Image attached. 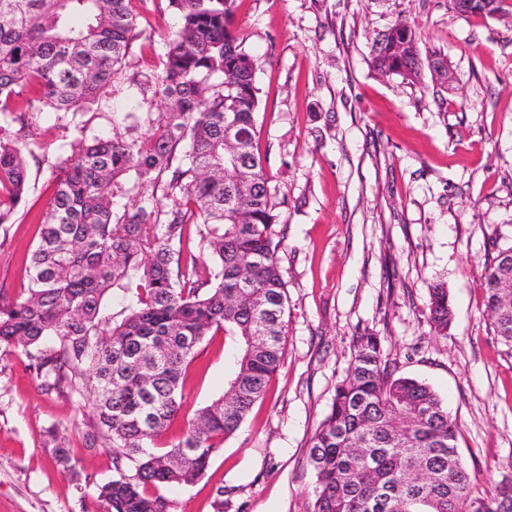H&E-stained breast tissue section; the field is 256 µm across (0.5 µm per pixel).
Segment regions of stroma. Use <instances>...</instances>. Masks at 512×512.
Segmentation results:
<instances>
[{
    "label": "stroma",
    "instance_id": "obj_1",
    "mask_svg": "<svg viewBox=\"0 0 512 512\" xmlns=\"http://www.w3.org/2000/svg\"><path fill=\"white\" fill-rule=\"evenodd\" d=\"M420 49L448 59L450 80L409 84L371 66L374 40L397 19ZM137 39L88 129L108 133L161 71L166 0L139 10ZM235 24L262 90L259 150L286 223L284 354L264 397L212 457L206 476L169 491L174 512H306L309 441L371 333L398 374L429 383L456 418L461 459L482 495L512 476V354L484 311L481 273L512 246V19L460 16L450 0H238ZM49 164L0 231V293L23 288V261L51 199ZM444 284L453 320L435 329L429 291ZM19 348H0V512H103L96 483L112 451L82 438L90 398L48 396ZM223 336L198 350L177 438L224 392ZM65 439L59 464L48 428ZM223 508H216V498Z\"/></svg>",
    "mask_w": 512,
    "mask_h": 512
}]
</instances>
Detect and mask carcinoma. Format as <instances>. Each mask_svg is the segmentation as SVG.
<instances>
[{
    "label": "carcinoma",
    "instance_id": "obj_1",
    "mask_svg": "<svg viewBox=\"0 0 512 512\" xmlns=\"http://www.w3.org/2000/svg\"><path fill=\"white\" fill-rule=\"evenodd\" d=\"M237 0H167L179 22L163 38L162 70L142 102L171 100L151 130L108 135L78 120L107 100L141 36L132 0H0V225L29 188L33 118L71 132L56 149L55 187L25 261L26 287L0 295V347L20 348L45 395L93 397L83 438L112 449V479L97 486L105 512H172L160 493L202 479L213 454L264 394L283 355L284 225L256 147L261 89L235 28ZM475 15H512L486 0ZM420 36L397 20L374 41L371 65L416 83L444 57L421 59ZM37 82L43 96L10 102ZM241 138L224 143V124ZM147 194L122 212L114 192ZM497 250L482 273L493 332L512 351V295L499 287ZM435 328L448 329V292L430 289ZM232 357L224 393L161 441L180 412L185 372L209 336ZM458 424L426 383L396 375L372 334L358 337L345 377L308 446L315 477L307 512H512V482L473 494Z\"/></svg>",
    "mask_w": 512,
    "mask_h": 512
}]
</instances>
